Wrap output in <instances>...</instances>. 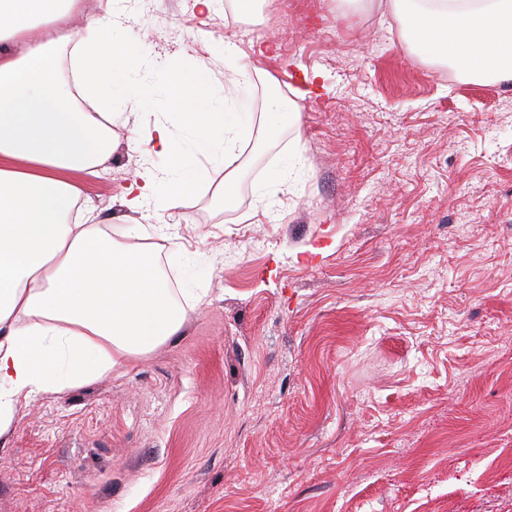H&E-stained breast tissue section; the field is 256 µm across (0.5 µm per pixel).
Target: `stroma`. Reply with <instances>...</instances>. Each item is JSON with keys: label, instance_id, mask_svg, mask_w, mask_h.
Listing matches in <instances>:
<instances>
[{"label": "stroma", "instance_id": "35a3bbf8", "mask_svg": "<svg viewBox=\"0 0 512 512\" xmlns=\"http://www.w3.org/2000/svg\"><path fill=\"white\" fill-rule=\"evenodd\" d=\"M147 54L119 102L102 218L162 224L120 195L156 159L129 147L175 111L155 66L188 53L206 92L253 111L277 79L297 126L247 143L235 202L201 185L178 241L206 298L154 351L21 403L0 435V512H512V83L413 52L391 14L265 0H80ZM264 48L239 73L223 46ZM301 147L282 177V158Z\"/></svg>", "mask_w": 512, "mask_h": 512}]
</instances>
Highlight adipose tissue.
Here are the masks:
<instances>
[{
	"label": "adipose tissue",
	"mask_w": 512,
	"mask_h": 512,
	"mask_svg": "<svg viewBox=\"0 0 512 512\" xmlns=\"http://www.w3.org/2000/svg\"><path fill=\"white\" fill-rule=\"evenodd\" d=\"M79 0H0V435L21 401L122 369L178 333L187 312L167 287L148 228H102L82 205L79 175L106 169L111 109L141 51L108 37L110 15L70 34ZM403 40L470 80L512 82V0H387ZM69 49L71 79L60 71ZM190 64L176 91L177 123L148 140L158 172L132 181L122 204L177 212L205 169L223 173L231 204L254 131L296 124L298 105L255 113L238 90L204 93Z\"/></svg>",
	"instance_id": "1"
}]
</instances>
